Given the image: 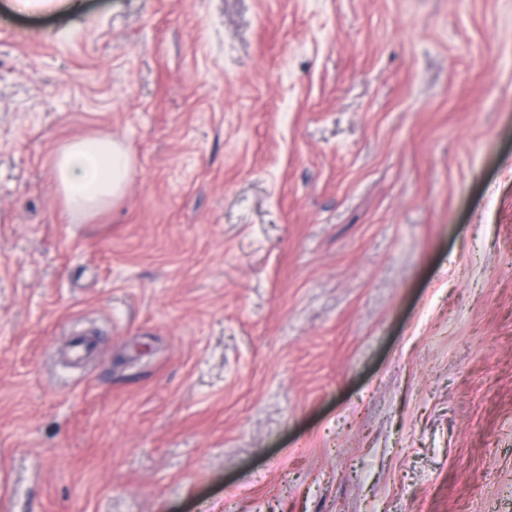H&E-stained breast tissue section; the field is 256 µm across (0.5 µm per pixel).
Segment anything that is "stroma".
<instances>
[{
    "label": "stroma",
    "instance_id": "stroma-1",
    "mask_svg": "<svg viewBox=\"0 0 512 512\" xmlns=\"http://www.w3.org/2000/svg\"><path fill=\"white\" fill-rule=\"evenodd\" d=\"M82 2L0 0V512H512V0ZM53 173L62 214L76 223L112 207L132 178L133 163L121 142L97 135L61 144Z\"/></svg>",
    "mask_w": 512,
    "mask_h": 512
}]
</instances>
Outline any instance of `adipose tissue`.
Returning a JSON list of instances; mask_svg holds the SVG:
<instances>
[{"label": "adipose tissue", "mask_w": 512, "mask_h": 512, "mask_svg": "<svg viewBox=\"0 0 512 512\" xmlns=\"http://www.w3.org/2000/svg\"><path fill=\"white\" fill-rule=\"evenodd\" d=\"M53 173L62 213L74 223L111 208L132 178L133 163L121 142L97 135L61 144Z\"/></svg>", "instance_id": "obj_1"}]
</instances>
